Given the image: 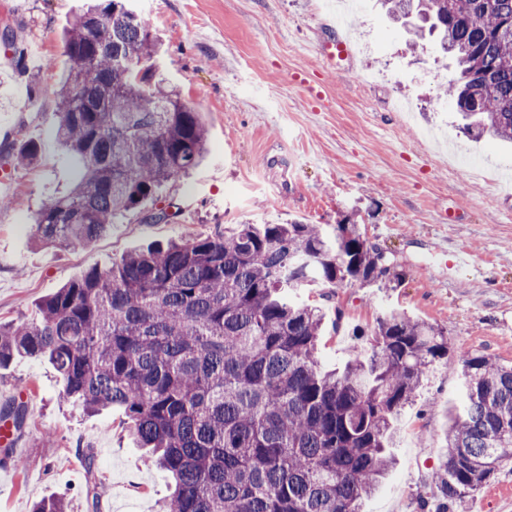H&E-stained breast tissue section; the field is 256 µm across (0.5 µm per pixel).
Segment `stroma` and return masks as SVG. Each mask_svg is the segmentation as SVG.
<instances>
[{
    "label": "stroma",
    "instance_id": "obj_1",
    "mask_svg": "<svg viewBox=\"0 0 512 512\" xmlns=\"http://www.w3.org/2000/svg\"><path fill=\"white\" fill-rule=\"evenodd\" d=\"M86 3L0 0V28L24 41L37 78L33 86L18 79L0 47V182L12 199L0 208L1 320L32 322L40 301L68 281L153 243L243 222L299 221L329 234L345 223L359 225L402 279L302 291V301L326 307L324 368L367 346L377 318L392 311L446 328L456 350L512 362V186L457 162L479 155L493 169H512V146L460 129L443 94L453 60L439 41L412 46L407 26L378 0L350 14L354 42L343 60L329 56L324 35L333 20L316 12L315 0H133L159 38L160 73L203 116L205 158L91 246H35L37 210L70 187L76 167L54 137L55 90L67 68L61 32ZM29 142L40 148L38 162L17 166ZM161 208L169 219L151 222ZM460 249L472 260L457 271ZM62 391L48 362L19 358L0 368V410L26 407L24 427L0 450V512H31L44 497L89 512L87 447L106 483L101 512H159L169 480L135 445L123 412L85 414L61 404ZM461 396L459 367L438 364L398 416L394 468L366 512H438L443 498L432 477ZM479 507L512 512V468L465 494L455 512Z\"/></svg>",
    "mask_w": 512,
    "mask_h": 512
}]
</instances>
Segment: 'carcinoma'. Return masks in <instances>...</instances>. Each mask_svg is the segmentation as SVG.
<instances>
[{
  "mask_svg": "<svg viewBox=\"0 0 512 512\" xmlns=\"http://www.w3.org/2000/svg\"><path fill=\"white\" fill-rule=\"evenodd\" d=\"M415 17L455 60L449 95L476 139L512 143V0H382ZM16 73L25 46L8 28ZM67 70L55 136L78 165L73 185L34 218L43 246L91 245L113 220L196 168L207 127L156 78L157 36L128 0H98L62 33ZM398 280L355 224H239L94 267L39 305V318L0 322V366L48 360L63 395L87 413L120 407L134 442L172 480L169 512H363L392 464L394 421L439 361L462 366L443 471L451 512L512 466V364L451 353L448 331L391 312L369 347L325 371L323 308L293 298L320 282ZM86 499L104 480L84 450Z\"/></svg>",
  "mask_w": 512,
  "mask_h": 512,
  "instance_id": "1",
  "label": "carcinoma"
}]
</instances>
